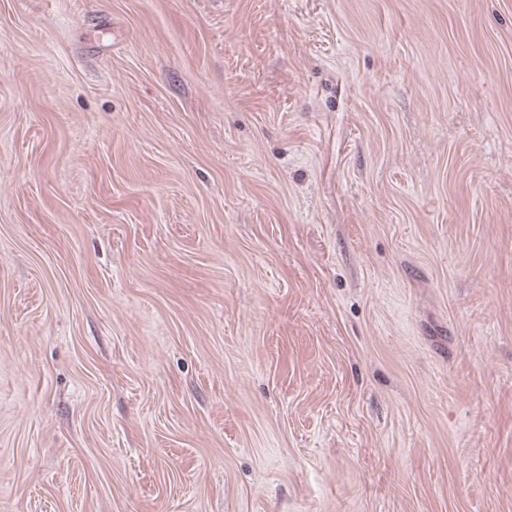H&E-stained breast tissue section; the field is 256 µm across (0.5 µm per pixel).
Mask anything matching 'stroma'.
<instances>
[{"label":"stroma","instance_id":"35a3bbf8","mask_svg":"<svg viewBox=\"0 0 512 512\" xmlns=\"http://www.w3.org/2000/svg\"><path fill=\"white\" fill-rule=\"evenodd\" d=\"M0 512H512V0H0Z\"/></svg>","mask_w":512,"mask_h":512}]
</instances>
